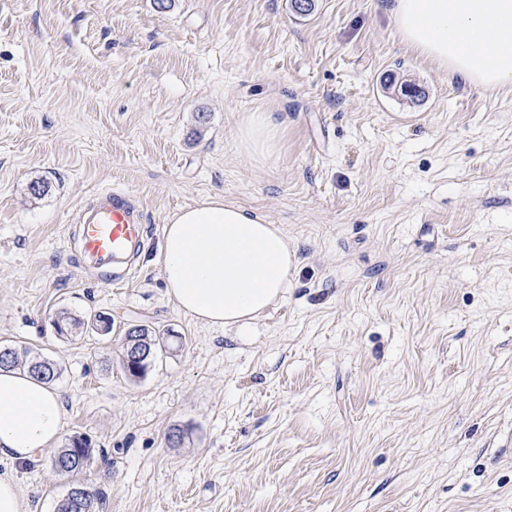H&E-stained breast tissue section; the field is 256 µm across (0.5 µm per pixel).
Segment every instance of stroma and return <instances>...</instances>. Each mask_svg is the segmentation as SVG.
Masks as SVG:
<instances>
[{
	"label": "stroma",
	"instance_id": "1",
	"mask_svg": "<svg viewBox=\"0 0 512 512\" xmlns=\"http://www.w3.org/2000/svg\"><path fill=\"white\" fill-rule=\"evenodd\" d=\"M258 111L282 124L264 158L236 142ZM106 188L146 216L118 286L71 252ZM208 196L296 253L245 341L181 313L157 263ZM63 313L112 332L59 335ZM133 324L163 339L139 380ZM6 346L59 365L63 434L94 448L74 478L50 448L15 466L30 512L76 480L105 512H512V88L420 58L387 0H0Z\"/></svg>",
	"mask_w": 512,
	"mask_h": 512
}]
</instances>
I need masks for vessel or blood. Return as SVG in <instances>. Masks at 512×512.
<instances>
[{"instance_id": "obj_1", "label": "vessel or blood", "mask_w": 512, "mask_h": 512, "mask_svg": "<svg viewBox=\"0 0 512 512\" xmlns=\"http://www.w3.org/2000/svg\"><path fill=\"white\" fill-rule=\"evenodd\" d=\"M145 232L144 212L126 192L100 191L83 210L81 258L104 283L122 280L133 266Z\"/></svg>"}]
</instances>
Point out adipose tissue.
<instances>
[{"label": "adipose tissue", "instance_id": "obj_1", "mask_svg": "<svg viewBox=\"0 0 512 512\" xmlns=\"http://www.w3.org/2000/svg\"><path fill=\"white\" fill-rule=\"evenodd\" d=\"M403 42L450 75L491 89L512 86V0H390ZM241 149L268 156L279 143L272 113L254 112ZM157 261L177 309L199 322L243 332L282 301L296 255L280 225L220 196L174 213ZM61 395L26 369H0V461L33 459L58 442Z\"/></svg>", "mask_w": 512, "mask_h": 512}]
</instances>
